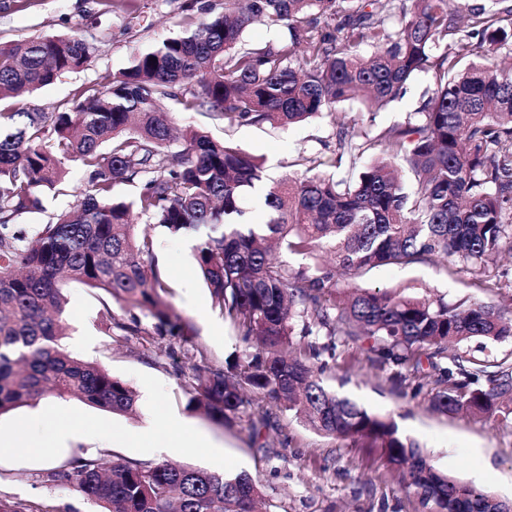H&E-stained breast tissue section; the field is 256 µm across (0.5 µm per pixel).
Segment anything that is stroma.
<instances>
[{
  "instance_id": "obj_1",
  "label": "stroma",
  "mask_w": 512,
  "mask_h": 512,
  "mask_svg": "<svg viewBox=\"0 0 512 512\" xmlns=\"http://www.w3.org/2000/svg\"><path fill=\"white\" fill-rule=\"evenodd\" d=\"M187 0H0V40H20L46 35L77 33L97 43L98 53L80 71L64 74L54 84L5 100L15 111H59L77 89L111 80L129 66L135 54L148 46L181 34L182 10ZM430 72L418 73L403 97L369 111L357 101L337 104L333 111L292 127L242 124L232 127L210 123L204 116L181 111L174 101L165 107L175 125L201 126L218 141H225L256 158L263 166L265 183L296 173L299 157L323 161L325 175L350 173L349 159L339 156L338 135L352 129L376 136L394 125L417 120V112L431 95ZM70 192L41 197V209L16 217L18 227L35 231L54 214L69 209L84 187L79 162L66 164ZM158 246L155 268L173 289L170 313L187 334L198 337L214 362H224L244 350L240 336L212 305L191 257L193 240L155 230ZM504 281L498 288H475L463 271H449L443 258L433 257L408 268L380 266L360 280L365 288H408L428 292L452 302L475 296L501 311L512 310V256H502L496 267ZM68 305L62 316L67 327L63 346L73 357L95 361L113 376L126 381L137 393L154 390L160 413L189 421L211 441L224 448L229 458L216 463L202 450L169 455L153 449L144 435L143 411L113 414L76 397L46 396L0 414V430L10 432L32 414L58 407L82 418L86 435L72 445V452L111 449L144 462L190 463L212 471L248 472L260 481L261 496L271 512H417L418 505L406 494L397 474L387 470L377 454L347 442L316 433L291 414L260 397H252L247 420L233 427L189 412L185 391L193 370L171 355L167 337L154 334L155 319L140 313L147 341L127 335L108 338L99 320L100 292L78 283L65 287ZM391 366L372 365L359 342L340 337L334 359L322 375L326 388L368 411L391 416L402 434L416 440L441 469L457 473L465 481L493 491L512 502V420L499 416L432 411L424 396L396 388L389 377ZM268 415L270 425L254 435L249 418ZM126 432L122 441L101 439L99 429ZM49 462L31 459L15 450L0 451V496L12 501H48L72 506L75 512H95L94 505L74 492L44 484Z\"/></svg>"
}]
</instances>
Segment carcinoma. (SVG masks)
Wrapping results in <instances>:
<instances>
[{"label": "carcinoma", "mask_w": 512, "mask_h": 512, "mask_svg": "<svg viewBox=\"0 0 512 512\" xmlns=\"http://www.w3.org/2000/svg\"><path fill=\"white\" fill-rule=\"evenodd\" d=\"M490 2L465 10L459 0H224L217 13L210 0H191L182 35L139 52L111 83L78 90L63 111L0 107V414L44 396L134 412L126 382L63 348V284L76 282L157 320V334L194 367L187 410L232 426L247 394L261 395L317 433L378 452L423 512H509L511 502L437 468L391 417L321 379L323 354L335 356L336 337L347 336L371 361L395 367L391 380L425 394L436 412L512 416V364L460 351L473 339L512 338L511 318L476 298L448 304L354 281L441 255L489 288L490 268L512 244V67L500 61L512 46V5ZM257 21L286 33L243 44ZM97 51L77 34L0 42V102L53 84ZM426 68L434 89L416 123L373 140L341 131L351 165L377 144L380 153L349 180L321 175L316 163L280 180L264 195V224L246 223L243 206L262 181L261 164L201 129L174 130L161 108L168 99L229 126H290L346 101L387 104ZM67 161L87 175L75 206L33 236L14 230L17 215L39 208V194L66 190ZM135 179V201L113 198L116 182ZM140 216L195 236L193 259L214 307L253 350L215 364L172 321L171 287L146 272L155 241L138 234ZM274 249L307 257L326 249L350 278L293 269ZM327 293L330 308L321 303ZM101 305L107 336L148 335L136 317L118 321ZM299 321L307 336L327 330L329 342L288 355ZM42 478L100 512H256L260 498L247 473L146 465L111 449L74 454ZM0 512L61 508L0 497Z\"/></svg>", "instance_id": "cac0c4a2"}]
</instances>
